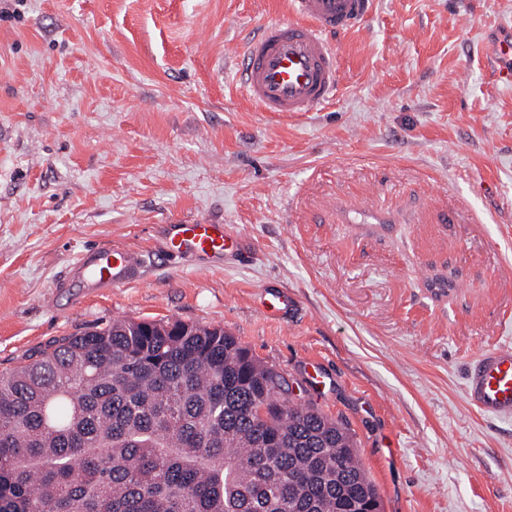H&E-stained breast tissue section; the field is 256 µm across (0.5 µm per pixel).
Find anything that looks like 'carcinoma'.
I'll list each match as a JSON object with an SVG mask.
<instances>
[{"label": "carcinoma", "instance_id": "cac0c4a2", "mask_svg": "<svg viewBox=\"0 0 512 512\" xmlns=\"http://www.w3.org/2000/svg\"><path fill=\"white\" fill-rule=\"evenodd\" d=\"M220 326L115 319L0 372V512H381L341 422Z\"/></svg>", "mask_w": 512, "mask_h": 512}]
</instances>
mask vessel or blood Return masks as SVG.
I'll return each instance as SVG.
<instances>
[{
  "label": "vessel or blood",
  "mask_w": 512,
  "mask_h": 512,
  "mask_svg": "<svg viewBox=\"0 0 512 512\" xmlns=\"http://www.w3.org/2000/svg\"><path fill=\"white\" fill-rule=\"evenodd\" d=\"M372 5L373 0H290V20L262 25L233 51L238 81L251 102L263 112L300 116L333 100L342 71L331 36L362 22ZM231 248L239 251L243 244L232 241L224 225L205 218L176 220L155 258L213 267L223 264ZM145 264L135 249H87L67 280L108 292L138 280ZM465 395L483 413L512 416V346L477 356L466 375Z\"/></svg>",
  "instance_id": "1"
}]
</instances>
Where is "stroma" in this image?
I'll list each match as a JSON object with an SVG mask.
<instances>
[{
  "label": "stroma",
  "instance_id": "stroma-1",
  "mask_svg": "<svg viewBox=\"0 0 512 512\" xmlns=\"http://www.w3.org/2000/svg\"><path fill=\"white\" fill-rule=\"evenodd\" d=\"M289 17L288 0H0V371L117 318L220 325L285 399L347 425L382 512H512V419L464 395L476 356L512 345V0H374L334 38L335 98L280 118L226 47ZM376 211L399 220L343 218ZM180 218L227 225L246 255L61 287L81 250H152ZM268 287L291 300L276 320Z\"/></svg>",
  "mask_w": 512,
  "mask_h": 512
}]
</instances>
